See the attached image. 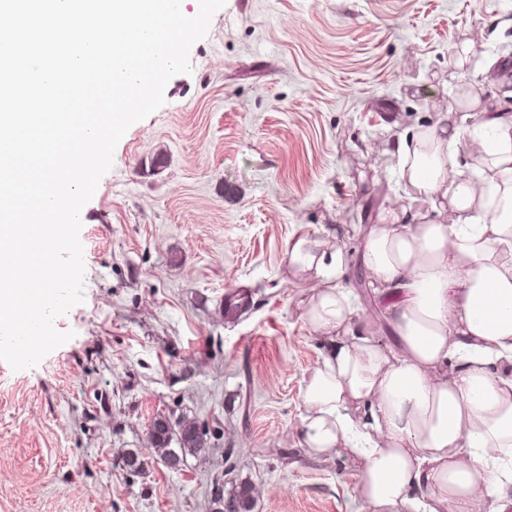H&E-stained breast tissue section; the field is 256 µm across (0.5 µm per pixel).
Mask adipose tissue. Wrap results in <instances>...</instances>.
<instances>
[{
	"label": "adipose tissue",
	"mask_w": 512,
	"mask_h": 512,
	"mask_svg": "<svg viewBox=\"0 0 512 512\" xmlns=\"http://www.w3.org/2000/svg\"><path fill=\"white\" fill-rule=\"evenodd\" d=\"M480 127L481 180L449 177L468 130L446 116L401 154L436 219L386 210L365 237L396 347L354 328L356 296L329 283L341 254L307 238L288 251L324 284L307 316L330 343L305 381L301 432L314 451L358 457L367 512H512V115L484 109Z\"/></svg>",
	"instance_id": "ef3b65f1"
}]
</instances>
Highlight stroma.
<instances>
[{
  "label": "stroma",
  "mask_w": 512,
  "mask_h": 512,
  "mask_svg": "<svg viewBox=\"0 0 512 512\" xmlns=\"http://www.w3.org/2000/svg\"><path fill=\"white\" fill-rule=\"evenodd\" d=\"M506 59L512 0H227L82 209L84 301L55 321L74 338L0 360V512H209L232 477L253 512H360L359 461L301 435L328 342L288 245L341 250L355 290L363 226L409 203L395 144L477 121L457 91L502 101ZM160 416L197 421L205 452L156 459Z\"/></svg>",
  "instance_id": "1"
}]
</instances>
